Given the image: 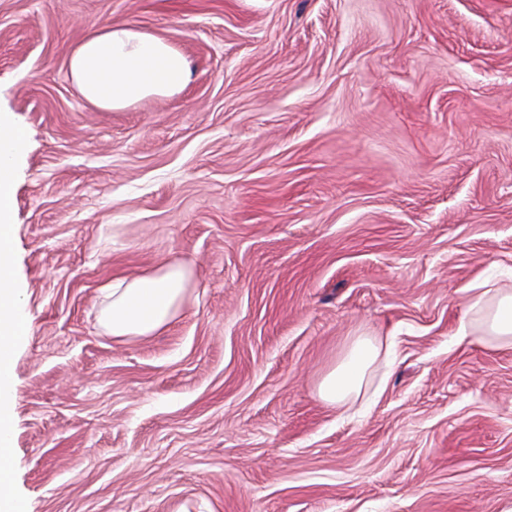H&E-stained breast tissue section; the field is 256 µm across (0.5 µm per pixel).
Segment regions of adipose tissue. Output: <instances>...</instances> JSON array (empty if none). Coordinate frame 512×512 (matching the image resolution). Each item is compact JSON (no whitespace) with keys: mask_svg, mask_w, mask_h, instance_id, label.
<instances>
[{"mask_svg":"<svg viewBox=\"0 0 512 512\" xmlns=\"http://www.w3.org/2000/svg\"><path fill=\"white\" fill-rule=\"evenodd\" d=\"M68 72L81 95L105 110H119L150 96L179 92L189 78L182 52L165 39L132 24L90 26L69 54ZM29 149V133L13 113L0 110V512H26L10 475L15 455L13 366L27 321L24 290L17 275L15 187L19 163ZM192 278V265L173 260L118 277L103 293L102 327L118 338H138L163 330L179 314ZM470 326L481 344L512 348V290L481 282L473 288ZM391 355L381 337H353L341 359L320 380L317 392L343 410L365 405L381 368Z\"/></svg>","mask_w":512,"mask_h":512,"instance_id":"1","label":"adipose tissue"}]
</instances>
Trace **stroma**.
<instances>
[{
  "label": "stroma",
  "mask_w": 512,
  "mask_h": 512,
  "mask_svg": "<svg viewBox=\"0 0 512 512\" xmlns=\"http://www.w3.org/2000/svg\"><path fill=\"white\" fill-rule=\"evenodd\" d=\"M138 25L182 91L87 102L66 59ZM0 107L29 335L28 512H512V349L469 322L512 289V0H0ZM192 263L179 316L100 325L117 275ZM388 337L379 396H317ZM391 361L388 345L379 336L360 335L350 341L335 366L320 380L317 392L327 405L349 411L365 405L378 372Z\"/></svg>",
  "instance_id": "35a3bbf8"
}]
</instances>
